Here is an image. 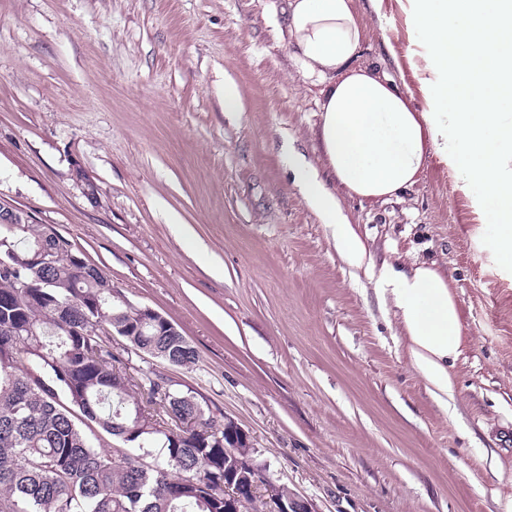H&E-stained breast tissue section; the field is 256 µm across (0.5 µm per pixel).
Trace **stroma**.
I'll list each match as a JSON object with an SVG mask.
<instances>
[{
	"mask_svg": "<svg viewBox=\"0 0 512 512\" xmlns=\"http://www.w3.org/2000/svg\"><path fill=\"white\" fill-rule=\"evenodd\" d=\"M283 0H0V203L48 224L128 302L173 322L190 369L314 512H503L512 496V276L438 158L400 200L341 196L374 264L437 262L465 327L441 403L391 303L345 263L294 164L330 182L317 88ZM362 59L425 108L407 0H358ZM234 83L243 109H224Z\"/></svg>",
	"mask_w": 512,
	"mask_h": 512,
	"instance_id": "stroma-1",
	"label": "stroma"
}]
</instances>
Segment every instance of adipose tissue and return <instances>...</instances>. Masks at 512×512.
Here are the masks:
<instances>
[{"instance_id":"adipose-tissue-1","label":"adipose tissue","mask_w":512,"mask_h":512,"mask_svg":"<svg viewBox=\"0 0 512 512\" xmlns=\"http://www.w3.org/2000/svg\"><path fill=\"white\" fill-rule=\"evenodd\" d=\"M430 76L418 109L382 63L360 59L366 24L357 0H285L296 73L318 88L317 136L332 177L295 174L308 204L329 224L341 257L366 268L390 297L411 341L412 364L438 398L453 397L448 371L462 353L458 305L438 268L375 266L338 193L399 198L429 160L448 165L490 233L493 257L512 272V0H407Z\"/></svg>"}]
</instances>
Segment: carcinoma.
<instances>
[{"mask_svg":"<svg viewBox=\"0 0 512 512\" xmlns=\"http://www.w3.org/2000/svg\"><path fill=\"white\" fill-rule=\"evenodd\" d=\"M39 244L49 267L30 261ZM141 321L54 228L0 224V512H224V471H264L253 447L224 457L227 422L195 391L127 372L132 352L199 359L181 333ZM103 435L112 447L95 445Z\"/></svg>","mask_w":512,"mask_h":512,"instance_id":"obj_1","label":"carcinoma"}]
</instances>
